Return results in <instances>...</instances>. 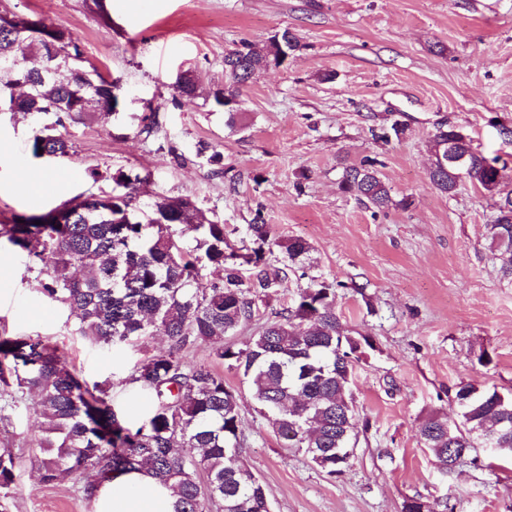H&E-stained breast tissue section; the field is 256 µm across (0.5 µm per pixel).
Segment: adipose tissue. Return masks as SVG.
Masks as SVG:
<instances>
[{
  "mask_svg": "<svg viewBox=\"0 0 512 512\" xmlns=\"http://www.w3.org/2000/svg\"><path fill=\"white\" fill-rule=\"evenodd\" d=\"M98 512H170L173 494L143 472L117 476L99 486Z\"/></svg>",
  "mask_w": 512,
  "mask_h": 512,
  "instance_id": "obj_1",
  "label": "adipose tissue"
}]
</instances>
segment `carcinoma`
I'll list each match as a JSON object with an SVG mask.
<instances>
[{
    "mask_svg": "<svg viewBox=\"0 0 512 512\" xmlns=\"http://www.w3.org/2000/svg\"><path fill=\"white\" fill-rule=\"evenodd\" d=\"M65 42L70 53L51 51ZM265 63L266 48L250 42L224 55V87L214 92L216 104L239 97ZM116 89L97 68L83 65L80 47L66 30L0 12L1 103L24 115L52 114L62 127L91 106L112 111ZM30 149L36 158H63L70 145L44 125L34 129ZM448 149L467 156L465 175L497 197L488 234L499 273L511 283L512 193L500 194L506 166L450 128L431 144L429 182L442 195L459 185L458 174L440 164ZM110 179V193L16 215L0 225V237L46 269L44 291L75 317L76 335L114 347L159 331L167 342L166 350L147 355L129 377L154 398L149 415L132 425L109 404L107 391L89 385L50 338L0 336V397L25 391L35 397L40 480L52 484L73 475L83 498L92 501L100 483L145 471L173 491V512H270L264 486L241 458L238 397L223 375L185 360L200 345L242 373L252 398L272 413L285 447L303 448L327 473H342L359 425L347 373L360 357L333 307L338 283L300 289L294 304L266 322L246 348L227 341L253 319L257 304L288 271L305 267L310 244L272 239L269 225L257 216L248 225L255 247L239 254L229 250L224 225L207 218L194 201H146L141 187L147 177L138 173L118 169ZM340 186L377 214L394 205L374 160L344 168ZM272 246L285 254L287 269L266 264ZM203 260L224 267V280L197 287ZM245 264L255 270L249 281L240 275ZM455 400L458 419L431 415L419 430L436 467L446 470L452 456L474 448L512 457V394L500 401L498 391L469 384L456 390ZM15 468L12 450L0 448V501L8 496Z\"/></svg>",
    "mask_w": 512,
    "mask_h": 512,
    "instance_id": "1",
    "label": "carcinoma"
}]
</instances>
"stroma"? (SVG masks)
<instances>
[{
  "instance_id": "stroma-1",
  "label": "stroma",
  "mask_w": 512,
  "mask_h": 512,
  "mask_svg": "<svg viewBox=\"0 0 512 512\" xmlns=\"http://www.w3.org/2000/svg\"><path fill=\"white\" fill-rule=\"evenodd\" d=\"M1 11L66 29L86 65L117 81L119 105L67 122L72 152L54 160L29 149L34 125L53 115L0 113V224L111 191L112 172L123 169L147 175L148 194L194 200L222 222L232 248L250 245L258 216L280 240L305 239L309 264L232 336L239 348L312 280L340 282L343 327L371 343L353 386L364 425L341 474L284 447L246 380L210 348L186 354L236 392L242 456L272 512H402L419 496L435 512H512V461L477 448L440 470L419 437L430 415L456 419L460 385L512 392V282L501 279L486 234L494 200L470 179L449 197L428 178L441 129L512 165V140L501 133L512 129V0H0ZM285 29L300 49L247 85L228 126L213 100L225 54ZM184 72L197 84L190 98L173 91ZM396 122L404 133L382 140ZM367 157L380 160L393 198L408 207L378 215L340 189L344 167ZM47 280L41 264L0 245V335L50 337L139 422L151 399L127 378L164 340L91 345L44 293ZM9 415L0 448L20 460L9 512H96L75 477L40 483L31 395L18 396Z\"/></svg>"
}]
</instances>
